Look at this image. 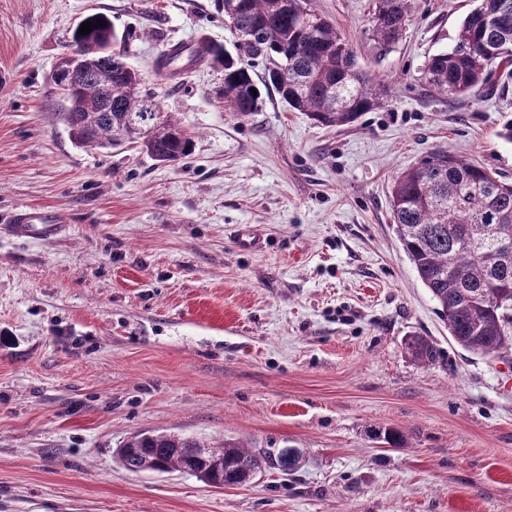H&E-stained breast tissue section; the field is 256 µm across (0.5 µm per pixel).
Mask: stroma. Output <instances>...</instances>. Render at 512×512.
<instances>
[{"instance_id":"stroma-1","label":"stroma","mask_w":512,"mask_h":512,"mask_svg":"<svg viewBox=\"0 0 512 512\" xmlns=\"http://www.w3.org/2000/svg\"><path fill=\"white\" fill-rule=\"evenodd\" d=\"M410 3L381 44L374 0H313L388 88L333 128L266 87L258 111L226 110L208 56L157 70L176 44L235 51L216 0H0V512H512V352L452 341L390 208L394 176L438 147L512 181V77L431 92L424 65L475 2ZM98 12L190 133L176 164L77 146L61 120L53 70ZM23 207L61 232L5 233ZM391 427L400 445L374 439ZM147 431L303 460L235 489L125 470L114 450ZM404 347L408 356L419 365H429L438 357V351L432 340L426 336H409Z\"/></svg>"}]
</instances>
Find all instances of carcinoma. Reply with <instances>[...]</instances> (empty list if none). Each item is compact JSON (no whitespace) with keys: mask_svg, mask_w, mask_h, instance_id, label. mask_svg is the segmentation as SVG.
<instances>
[{"mask_svg":"<svg viewBox=\"0 0 512 512\" xmlns=\"http://www.w3.org/2000/svg\"><path fill=\"white\" fill-rule=\"evenodd\" d=\"M232 11L238 31L273 26L278 37L238 49L237 56L208 47L205 54L224 66V103L234 112H256L261 95L253 93L250 61L269 66L265 82L288 107L326 127L354 124L386 94L356 62L354 48L324 20L307 30L299 26L292 0H222ZM409 0H376L372 34L380 43L396 39L408 21ZM85 20L96 28L83 39L108 37L112 25L102 13ZM105 21L100 27L98 23ZM125 58L88 63L76 92L83 107L80 123H68L74 141L99 148L133 142L164 162L189 155L191 136L148 135L143 129L162 117L157 102L140 93L141 80L123 68ZM502 68L512 76V0H478L464 16L455 44L431 56L424 83L440 95L465 96ZM112 99V111H98L101 98ZM151 104L154 111H145ZM136 119L133 128L119 118ZM395 234L423 286L437 306L454 342L475 356L512 349V183L445 149L428 153L394 177L390 196ZM408 356L420 365L438 357L432 340L413 335L404 342ZM120 464L137 473L154 465L161 473L178 471L218 488L238 487L262 471L286 474L299 468L302 451L283 448L275 454L231 439L220 446L175 433H138L116 449Z\"/></svg>","mask_w":512,"mask_h":512,"instance_id":"carcinoma-1","label":"carcinoma"}]
</instances>
